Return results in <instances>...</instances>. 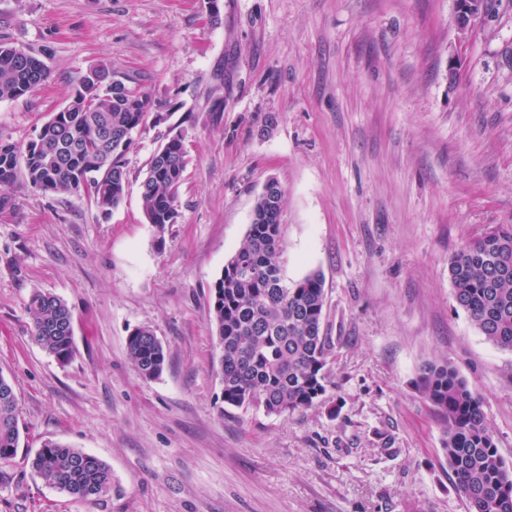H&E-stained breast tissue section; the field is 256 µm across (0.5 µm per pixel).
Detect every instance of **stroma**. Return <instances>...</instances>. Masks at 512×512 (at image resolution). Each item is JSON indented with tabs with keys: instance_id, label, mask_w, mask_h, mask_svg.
<instances>
[{
	"instance_id": "stroma-1",
	"label": "stroma",
	"mask_w": 512,
	"mask_h": 512,
	"mask_svg": "<svg viewBox=\"0 0 512 512\" xmlns=\"http://www.w3.org/2000/svg\"><path fill=\"white\" fill-rule=\"evenodd\" d=\"M489 2L463 34L455 0H0V40L49 71L0 101V137L26 145L99 64L169 116L134 133L109 218L24 185L0 214V375L20 430L0 512H468L415 384L427 362L476 392L512 467V352L448 277L455 250L512 224V0ZM174 125L187 166L160 230L141 180ZM271 178L285 276L322 272L334 353L325 394L280 416L224 404L209 309ZM36 290L72 312L69 361L31 336ZM137 327L167 354L152 380L127 355ZM49 439L103 460L110 492L45 484L29 458Z\"/></svg>"
}]
</instances>
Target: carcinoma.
<instances>
[{
	"instance_id": "1",
	"label": "carcinoma",
	"mask_w": 512,
	"mask_h": 512,
	"mask_svg": "<svg viewBox=\"0 0 512 512\" xmlns=\"http://www.w3.org/2000/svg\"><path fill=\"white\" fill-rule=\"evenodd\" d=\"M48 78L38 57L0 41V100L30 93ZM153 107L144 93L111 76L103 65L86 72L70 102L53 113L25 147L0 138V212L20 180L43 192L87 193L103 219L122 202L125 154ZM187 164L183 130L171 129L141 182L148 223L177 222L178 188ZM284 191L261 193L253 219L211 291V319L220 348L226 405L261 408L268 415L313 407L326 392L332 348L322 334L325 282L318 271L288 283L283 276L281 209ZM455 300L492 345L512 352V224L468 240L448 260ZM32 338L48 354L73 355L72 314L56 295L33 292L27 302ZM126 349L145 379L159 376L166 353L154 332L134 329ZM416 385L445 419L444 452L468 512H512V469L498 453L480 397L450 365L428 363ZM19 444L16 397L0 393V468ZM43 481L83 500L112 487L109 467L79 448L48 440L31 458Z\"/></svg>"
}]
</instances>
